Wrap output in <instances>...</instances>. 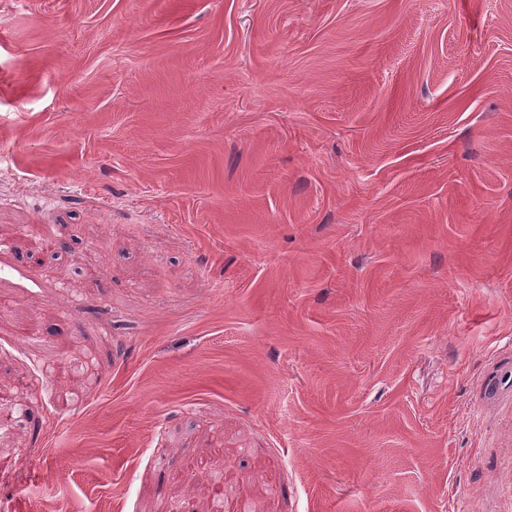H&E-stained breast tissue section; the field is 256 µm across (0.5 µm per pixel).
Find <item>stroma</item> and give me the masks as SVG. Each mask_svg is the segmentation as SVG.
I'll use <instances>...</instances> for the list:
<instances>
[{
    "label": "stroma",
    "instance_id": "35a3bbf8",
    "mask_svg": "<svg viewBox=\"0 0 512 512\" xmlns=\"http://www.w3.org/2000/svg\"><path fill=\"white\" fill-rule=\"evenodd\" d=\"M0 512H512V0H0Z\"/></svg>",
    "mask_w": 512,
    "mask_h": 512
}]
</instances>
